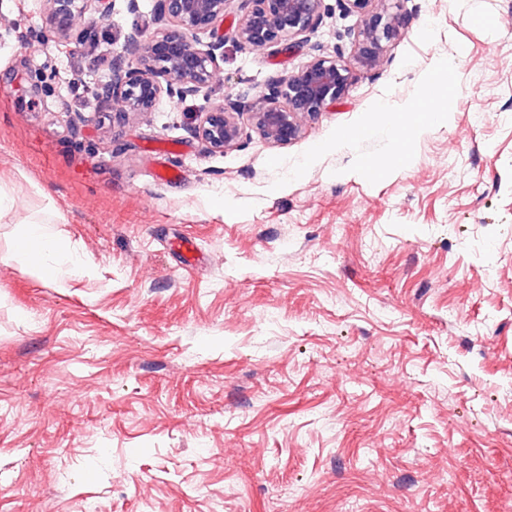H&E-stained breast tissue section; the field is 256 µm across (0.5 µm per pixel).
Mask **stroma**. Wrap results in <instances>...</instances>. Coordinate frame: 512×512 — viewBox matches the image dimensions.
<instances>
[{
	"label": "stroma",
	"mask_w": 512,
	"mask_h": 512,
	"mask_svg": "<svg viewBox=\"0 0 512 512\" xmlns=\"http://www.w3.org/2000/svg\"><path fill=\"white\" fill-rule=\"evenodd\" d=\"M153 5L116 0L63 52L38 0H0L29 34L0 44V512H512V0H402L383 65L298 139L222 153L199 98L93 112ZM325 6L291 50L225 41L207 98L319 47L352 63L356 18ZM437 82L447 119L419 121ZM382 106L403 154L373 173ZM33 215L81 273L16 259Z\"/></svg>",
	"instance_id": "35a3bbf8"
}]
</instances>
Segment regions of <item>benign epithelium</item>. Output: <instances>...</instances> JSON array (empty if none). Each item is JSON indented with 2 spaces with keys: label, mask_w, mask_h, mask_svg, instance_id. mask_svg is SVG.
<instances>
[{
  "label": "benign epithelium",
  "mask_w": 512,
  "mask_h": 512,
  "mask_svg": "<svg viewBox=\"0 0 512 512\" xmlns=\"http://www.w3.org/2000/svg\"><path fill=\"white\" fill-rule=\"evenodd\" d=\"M42 37L68 48L76 35V20L85 15L104 17L108 0H40ZM230 0H156L146 33L132 28L122 52L112 59L96 84L97 112L120 106V113L145 115L161 98L185 100L204 94L212 83L224 42L231 39L242 50L278 46L307 38L322 21L324 0H243L244 14L231 33L224 32ZM357 17L349 29L355 64L366 71L379 68L389 44L408 28L406 15L384 6L387 0H343ZM317 54L301 69L270 80L265 90L248 102L242 98L205 102L193 134L214 151L239 145L241 117L267 143L284 146L295 140L302 120L327 111L345 93L351 69L340 57L316 47Z\"/></svg>",
  "instance_id": "obj_1"
}]
</instances>
